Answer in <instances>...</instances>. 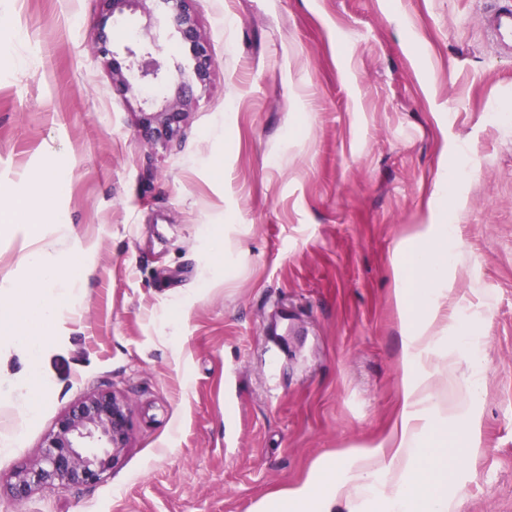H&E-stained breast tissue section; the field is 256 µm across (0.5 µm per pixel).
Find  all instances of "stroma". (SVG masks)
<instances>
[{
  "instance_id": "35a3bbf8",
  "label": "stroma",
  "mask_w": 512,
  "mask_h": 512,
  "mask_svg": "<svg viewBox=\"0 0 512 512\" xmlns=\"http://www.w3.org/2000/svg\"><path fill=\"white\" fill-rule=\"evenodd\" d=\"M494 6L194 0L211 73L164 17L157 57L192 103L161 141L141 118L175 86L123 90L100 53L137 44L141 9L0 0V198L53 171L30 219L50 263L83 266L38 357L0 350V512H253L379 444L403 379L392 262L437 223L457 162L477 173L456 184L437 329L477 383L448 510L512 512V57L482 27ZM25 253L0 215V278ZM100 390L130 406L112 472L13 500L12 472Z\"/></svg>"
}]
</instances>
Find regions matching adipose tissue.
Segmentation results:
<instances>
[{
  "instance_id": "ef3b65f1",
  "label": "adipose tissue",
  "mask_w": 512,
  "mask_h": 512,
  "mask_svg": "<svg viewBox=\"0 0 512 512\" xmlns=\"http://www.w3.org/2000/svg\"><path fill=\"white\" fill-rule=\"evenodd\" d=\"M452 226L429 224L401 249L393 268L397 306L408 317L407 383L403 409L389 434L376 447L337 461L320 471L319 493L309 488L287 496H269L255 512H332L336 501L348 512H366L381 500L385 512H448V481L460 459L448 419L464 407L469 392L445 399L459 382V362L435 339L436 309L448 295V264L453 257ZM26 276L0 281V343L31 359L38 331L57 315L60 294L36 292L40 282L70 280L68 270L49 266L41 250L27 252Z\"/></svg>"
}]
</instances>
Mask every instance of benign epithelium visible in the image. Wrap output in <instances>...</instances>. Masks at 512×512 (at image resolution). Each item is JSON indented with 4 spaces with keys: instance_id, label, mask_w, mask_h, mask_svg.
Here are the masks:
<instances>
[{
    "instance_id": "1",
    "label": "benign epithelium",
    "mask_w": 512,
    "mask_h": 512,
    "mask_svg": "<svg viewBox=\"0 0 512 512\" xmlns=\"http://www.w3.org/2000/svg\"><path fill=\"white\" fill-rule=\"evenodd\" d=\"M154 10L172 14L177 32L190 42L193 74L203 83L212 65L208 47L197 35L191 11L192 0H152ZM159 49L158 36L146 27V40L135 47H126V60L110 59L112 78L125 90L144 82L178 84L177 96L165 102L157 111L146 112L143 123L165 139L179 132V117L188 106L186 85L181 81L182 71L172 75L153 56ZM129 428V408L124 400L110 392L93 395L75 406L59 420L42 449L39 460L21 467L11 476L10 492L21 502L39 487L66 488L73 485L97 483L118 464L126 447Z\"/></svg>"
}]
</instances>
